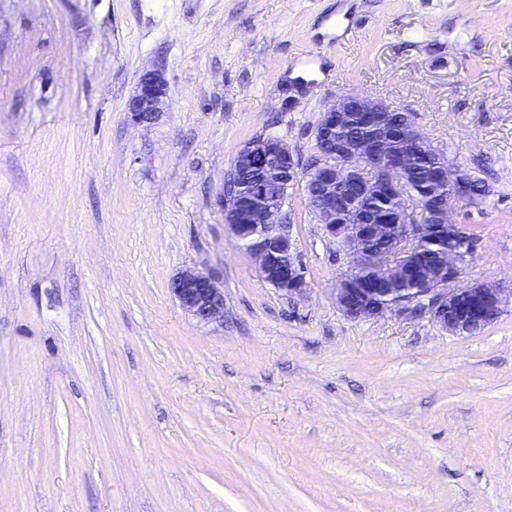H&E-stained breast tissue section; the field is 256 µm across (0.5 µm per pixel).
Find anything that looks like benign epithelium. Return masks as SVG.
Returning <instances> with one entry per match:
<instances>
[{
  "label": "benign epithelium",
  "mask_w": 512,
  "mask_h": 512,
  "mask_svg": "<svg viewBox=\"0 0 512 512\" xmlns=\"http://www.w3.org/2000/svg\"><path fill=\"white\" fill-rule=\"evenodd\" d=\"M169 85L162 72H145L126 112L134 125L149 122L163 111ZM403 108L368 95L349 92L336 97L321 112L315 140L331 139L336 130L358 121L374 131L368 138L335 141L332 151L312 165L305 180L312 193L307 200L324 236L338 244L349 257V265L335 288V302L350 319L377 318L388 313L404 317H427L442 329L466 335L486 329L503 309L502 289L486 283L462 284L460 274L475 251L466 233L453 219L456 207L478 202L472 191V177L461 167L444 161L437 184L440 194L429 209L406 206L398 218L381 217L373 224H338L336 207L348 208L362 198L393 194L398 183L393 175L405 172L408 155L393 153L387 128L389 113ZM262 165L267 180L245 193H224V217L234 237L241 235L240 215L251 220L246 252L254 259L261 277L288 296H301L307 283L304 267L290 233V225L280 223L286 190L302 177L293 152L275 137H259L248 142L233 159L231 167ZM427 233L447 242L436 274L421 276L405 263ZM371 272L367 282L355 279L357 268ZM423 279V288H401L409 277ZM171 291L181 309L198 323L224 326V289L212 275L185 270L171 283Z\"/></svg>",
  "instance_id": "1"
}]
</instances>
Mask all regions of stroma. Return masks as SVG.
I'll return each mask as SVG.
<instances>
[{
    "label": "stroma",
    "mask_w": 512,
    "mask_h": 512,
    "mask_svg": "<svg viewBox=\"0 0 512 512\" xmlns=\"http://www.w3.org/2000/svg\"><path fill=\"white\" fill-rule=\"evenodd\" d=\"M345 92L485 183L453 214L463 282L510 291L484 331L345 317L302 185L304 297L229 234L238 152L307 166ZM188 269L223 327L171 294ZM0 512H512V0H0ZM168 95L169 85L163 73L157 70L145 72L127 104L126 112L131 123L139 125L153 120L163 112ZM171 291L181 309L198 323L224 325V290L212 275L199 270H185L171 283Z\"/></svg>",
    "instance_id": "1"
}]
</instances>
